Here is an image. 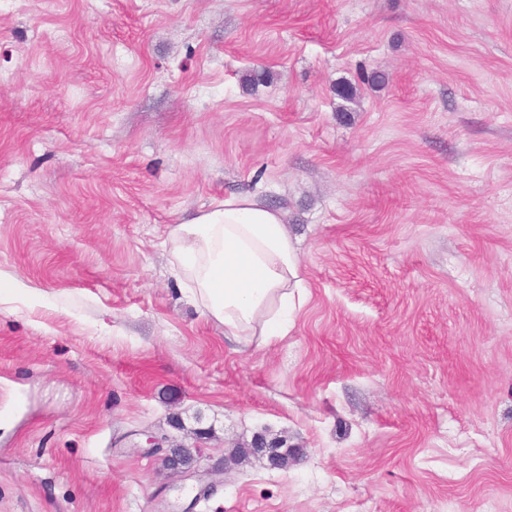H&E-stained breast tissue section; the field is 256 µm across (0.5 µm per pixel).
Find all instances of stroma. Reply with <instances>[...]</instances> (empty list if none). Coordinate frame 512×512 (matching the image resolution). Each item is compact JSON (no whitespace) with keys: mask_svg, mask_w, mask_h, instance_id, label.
<instances>
[{"mask_svg":"<svg viewBox=\"0 0 512 512\" xmlns=\"http://www.w3.org/2000/svg\"><path fill=\"white\" fill-rule=\"evenodd\" d=\"M237 194L287 335L171 276ZM0 274V512H512V0H0ZM197 412L195 476L129 439ZM271 440L272 438H268L266 431L258 432L251 440L249 446L251 448H235L232 456L237 461H246L251 457L266 459L269 466L273 468H286L289 458L296 461L297 458L304 455L303 451L298 448L289 450L286 445L274 446L271 444Z\"/></svg>","mask_w":512,"mask_h":512,"instance_id":"35a3bbf8","label":"stroma"}]
</instances>
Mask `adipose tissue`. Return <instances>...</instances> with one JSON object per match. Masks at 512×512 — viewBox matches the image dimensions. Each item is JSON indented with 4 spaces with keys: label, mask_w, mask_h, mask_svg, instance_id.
<instances>
[{
    "label": "adipose tissue",
    "mask_w": 512,
    "mask_h": 512,
    "mask_svg": "<svg viewBox=\"0 0 512 512\" xmlns=\"http://www.w3.org/2000/svg\"><path fill=\"white\" fill-rule=\"evenodd\" d=\"M170 242L173 275L223 324L225 338L286 335L288 291L300 280L281 210L251 195L231 196L177 225Z\"/></svg>",
    "instance_id": "1"
}]
</instances>
